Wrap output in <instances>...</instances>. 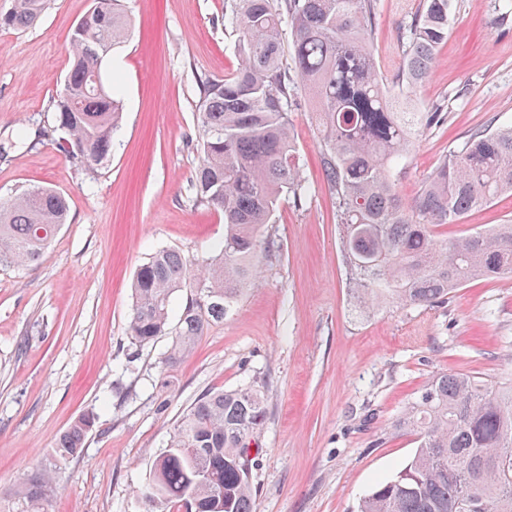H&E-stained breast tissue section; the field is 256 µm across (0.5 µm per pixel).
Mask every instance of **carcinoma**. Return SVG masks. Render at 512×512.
<instances>
[{
	"label": "carcinoma",
	"mask_w": 512,
	"mask_h": 512,
	"mask_svg": "<svg viewBox=\"0 0 512 512\" xmlns=\"http://www.w3.org/2000/svg\"><path fill=\"white\" fill-rule=\"evenodd\" d=\"M47 0H15L0 27L25 29ZM69 38L71 65L52 101L55 124L37 138L62 134L65 151L94 172L108 158L121 124L117 82L91 83L131 30L122 0H93ZM451 0H422L406 31L405 67L395 86L379 75L370 47L373 0H227L224 27L237 36L240 63L224 79H205L198 104L201 155L192 180L195 202L224 217V241L191 260L175 248L156 251L131 284L128 334L144 347L173 341L165 363L187 356L213 324L232 314L257 280L259 254L284 193L305 199L293 155L290 112L303 89L315 102L312 119L327 185L336 195L341 248L357 312L381 306L431 307L475 279L512 278V224L442 238L437 228L512 193V125L479 130L432 171L411 204L392 173L417 133L444 121L442 109L411 112L394 88L426 78L448 38ZM291 38L292 60L282 45ZM66 197L48 187L27 189L0 204V264L36 262L66 223ZM188 291L179 307L176 294ZM261 392L251 386L201 395L183 415L148 478L138 488L147 512L191 507L254 512L250 445L266 420ZM94 415L59 437L56 457L84 448ZM394 427L417 440L411 460L378 481L358 512H461L469 497L478 512H512V380L489 383L456 370L434 375ZM54 470L28 473L0 497V512H49Z\"/></svg>",
	"instance_id": "carcinoma-1"
}]
</instances>
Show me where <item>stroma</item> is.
Instances as JSON below:
<instances>
[{
    "label": "stroma",
    "instance_id": "35a3bbf8",
    "mask_svg": "<svg viewBox=\"0 0 512 512\" xmlns=\"http://www.w3.org/2000/svg\"><path fill=\"white\" fill-rule=\"evenodd\" d=\"M92 3L48 0L35 26L0 27V202L47 186L69 203L37 263L0 266V494L52 463L50 512H143L136 490L187 408L205 392L250 385L267 405L251 475L256 512H356L376 479L412 457L413 436L393 422L433 375L512 379V279L470 282L432 307L355 317L336 197L301 93L291 131L307 197L279 199L258 280L176 366L164 362L171 337L132 345L136 269L167 247L199 257L224 236L190 185L201 81L229 75L238 57L224 0H125L132 34L105 67L120 77L123 119L108 161L87 171L34 132L53 123L68 40ZM374 3L371 48L392 82L420 0ZM407 97L415 111L446 114L394 173L410 202L451 148L512 124V18L501 19L498 0H453L448 38ZM510 223L506 194L441 231ZM87 412L98 421L82 452L56 461L59 436Z\"/></svg>",
    "mask_w": 512,
    "mask_h": 512
}]
</instances>
